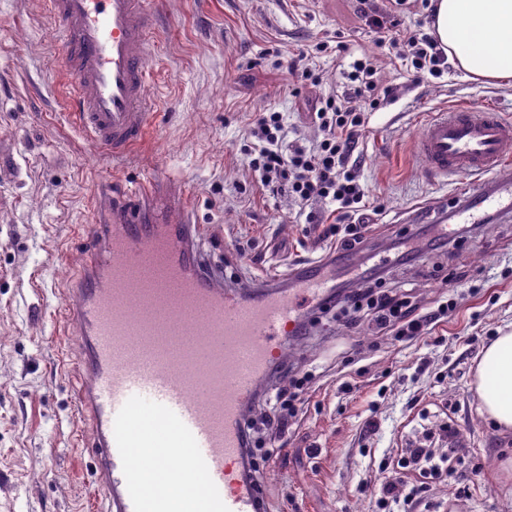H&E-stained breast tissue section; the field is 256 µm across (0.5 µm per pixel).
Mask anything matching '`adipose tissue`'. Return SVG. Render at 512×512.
I'll use <instances>...</instances> for the list:
<instances>
[{
    "mask_svg": "<svg viewBox=\"0 0 512 512\" xmlns=\"http://www.w3.org/2000/svg\"><path fill=\"white\" fill-rule=\"evenodd\" d=\"M432 29L449 62L472 79L512 78V0H435ZM473 387L479 414L512 429V332L484 348Z\"/></svg>",
    "mask_w": 512,
    "mask_h": 512,
    "instance_id": "adipose-tissue-1",
    "label": "adipose tissue"
}]
</instances>
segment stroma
Wrapping results in <instances>:
<instances>
[{
  "label": "stroma",
  "instance_id": "1",
  "mask_svg": "<svg viewBox=\"0 0 512 512\" xmlns=\"http://www.w3.org/2000/svg\"><path fill=\"white\" fill-rule=\"evenodd\" d=\"M158 50L147 62L157 102L145 143L120 168L74 131L64 109L69 83L47 0H0V512H93L96 462L75 406L73 336L63 334V294L114 195L156 178L190 199L207 248L225 280L275 278L290 263L318 258L297 204L265 194L241 147L254 115L282 112L289 131L313 140L308 102L343 94L347 62L317 59L320 86L297 84L288 63L322 40L379 54L393 100L372 113L359 143V178L382 208L348 270L384 256L386 288L417 310L431 307L449 279L458 308L433 338L409 343L335 324L293 337L274 383L308 375L309 400L266 482L268 512H369L359 485L379 466L423 441L440 423L457 428L481 473L459 493L432 501L448 512H512V433L479 416L475 360L498 330H512V219L473 228L447 253L419 247L398 263L400 230L452 205L469 177L443 180L420 166V123L458 105L489 106L512 118V79L484 85L452 69L419 83L404 61L378 46L360 0H148ZM354 357L345 366V357Z\"/></svg>",
  "mask_w": 512,
  "mask_h": 512
}]
</instances>
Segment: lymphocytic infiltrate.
<instances>
[{
	"label": "lymphocytic infiltrate",
	"mask_w": 512,
	"mask_h": 512,
	"mask_svg": "<svg viewBox=\"0 0 512 512\" xmlns=\"http://www.w3.org/2000/svg\"><path fill=\"white\" fill-rule=\"evenodd\" d=\"M365 16L382 43L407 48L415 77L447 72L448 57L432 34L394 30L388 25L387 13L374 9L367 10ZM348 80L344 94L323 97L315 106L311 119L317 136L311 145L288 140L282 113L270 110L259 113L251 122L245 148L248 166L269 196L289 197L303 209L317 203L329 205L328 214L311 213L309 220L320 226L321 240L336 242V252L327 261L331 268L338 257L360 251L370 232L368 196L359 182V163L353 154L366 133L370 113L394 95L393 87L382 81L378 58L366 53L352 62ZM363 282V288L342 299L345 307L353 311L345 320L346 328L362 325L360 311L365 308L379 332L392 331L398 339L412 341L430 336L434 327L457 309L451 298L437 309L414 315L407 302L382 293L381 270H373ZM306 383V378L301 377L289 387L274 391L266 387L260 391L258 403L265 412L261 420L247 419L242 432L247 479H259L276 458L273 446L287 431L290 419L297 416ZM261 424L266 426L271 444L262 452L256 450L254 437ZM439 436L447 440V448L403 449L390 475L383 477L374 494L372 512H417L425 504L431 485H458L477 472V465L467 462L465 451L459 446L457 430L443 425ZM408 471L419 472L421 482L409 485L404 478Z\"/></svg>",
	"instance_id": "1"
}]
</instances>
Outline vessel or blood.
I'll list each match as a JSON object with an SVG mask.
<instances>
[{
    "instance_id": "1",
    "label": "vessel or blood",
    "mask_w": 512,
    "mask_h": 512,
    "mask_svg": "<svg viewBox=\"0 0 512 512\" xmlns=\"http://www.w3.org/2000/svg\"><path fill=\"white\" fill-rule=\"evenodd\" d=\"M71 80L74 124L118 163L145 140L155 102L146 62L156 49L146 0H49ZM427 172L472 184L449 221L512 216V121L457 107L420 128ZM184 194L153 180L114 204L64 297L77 336L75 397L92 433L102 512H262L241 473L243 410L258 378L283 355L301 303L330 293L317 263L292 286L255 279L224 285L202 226L170 223Z\"/></svg>"
}]
</instances>
